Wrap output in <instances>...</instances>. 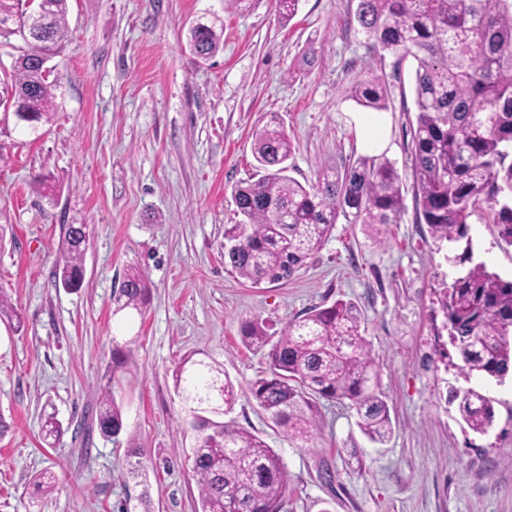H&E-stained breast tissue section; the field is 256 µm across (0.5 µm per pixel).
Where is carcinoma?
<instances>
[{
  "label": "carcinoma",
  "mask_w": 512,
  "mask_h": 512,
  "mask_svg": "<svg viewBox=\"0 0 512 512\" xmlns=\"http://www.w3.org/2000/svg\"><path fill=\"white\" fill-rule=\"evenodd\" d=\"M47 22L43 45L18 46L0 107L19 106L16 125L37 129L55 112L54 82L44 62L69 42L68 0H42ZM26 0H0V13L17 14L0 24V45L17 36L28 20ZM354 19L368 45L416 61L415 123L410 126L417 223L436 241L465 243L472 255L468 224L476 216L496 225L501 242L512 246V0H358ZM191 54L209 59L223 46L214 23L188 32ZM349 97L376 112L388 109L390 85L374 75L353 86ZM293 143L276 119L255 133L254 176L234 188L243 220L224 226V257L253 285L290 279L341 219L348 224L386 226L401 221L403 185L384 155L358 159L343 174L322 175L306 187L288 175ZM86 225H67L55 283L68 291L84 282ZM146 280L124 276L119 309L141 312ZM459 369L505 380L512 371V279L480 262L456 277L441 298ZM359 307L340 299L316 306L288 323L272 342L264 326H241L244 343L268 349L269 373L254 381L249 395L283 428L305 444L317 425L305 409L309 399L348 402L356 425L375 444L392 435L386 396L363 328ZM175 387L191 411L232 410L239 388L224 371L188 359L175 371ZM467 426L484 434L495 418L492 400L474 388H454ZM98 429L106 438L124 430L122 409L108 396L100 404ZM193 474L201 512H283L290 477L276 449L260 436L214 426L193 449ZM37 493L55 490V477H34Z\"/></svg>",
  "instance_id": "carcinoma-1"
}]
</instances>
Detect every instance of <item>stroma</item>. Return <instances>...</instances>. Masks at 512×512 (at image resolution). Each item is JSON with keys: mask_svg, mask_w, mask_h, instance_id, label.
I'll return each mask as SVG.
<instances>
[{"mask_svg": "<svg viewBox=\"0 0 512 512\" xmlns=\"http://www.w3.org/2000/svg\"><path fill=\"white\" fill-rule=\"evenodd\" d=\"M357 0H300L283 23L276 0H70V43L52 59L51 124L0 135V293L22 317L0 321V512H199L192 450L212 425L262 437L290 475L285 512H512V378L461 375L437 299L459 273L417 223L410 154L413 61L375 54L358 33ZM224 29L207 61L187 47L195 21ZM318 60L300 70L307 48ZM390 83L388 146L405 211L378 239L338 222L297 276L252 285L224 260V227L240 222L234 187L254 172L256 130L278 115L294 144L288 174L302 184L364 157L348 97L371 73ZM49 177L52 193L34 184ZM88 228L82 288L56 287L67 225ZM473 259L512 276V247L472 220ZM146 278L142 314L116 311L128 269ZM356 302L379 364L394 432L371 443L343 405L313 400L319 435L300 448L254 401L192 415L174 387L186 356L219 366L240 386L262 377L265 352L241 340L243 322L279 336L289 321L337 299ZM128 372L112 369L115 346ZM493 400L495 422L473 432L451 388ZM126 426L104 439L105 395ZM54 415L59 437L45 442ZM136 445L146 479L125 480ZM56 476L47 497L32 480Z\"/></svg>", "mask_w": 512, "mask_h": 512, "instance_id": "35a3bbf8", "label": "stroma"}]
</instances>
